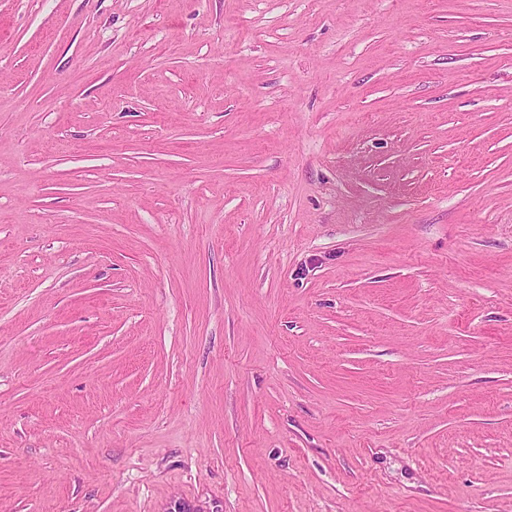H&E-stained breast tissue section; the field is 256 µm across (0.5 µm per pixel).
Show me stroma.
Wrapping results in <instances>:
<instances>
[{"mask_svg": "<svg viewBox=\"0 0 512 512\" xmlns=\"http://www.w3.org/2000/svg\"><path fill=\"white\" fill-rule=\"evenodd\" d=\"M512 512V0H0V512Z\"/></svg>", "mask_w": 512, "mask_h": 512, "instance_id": "obj_1", "label": "stroma"}]
</instances>
